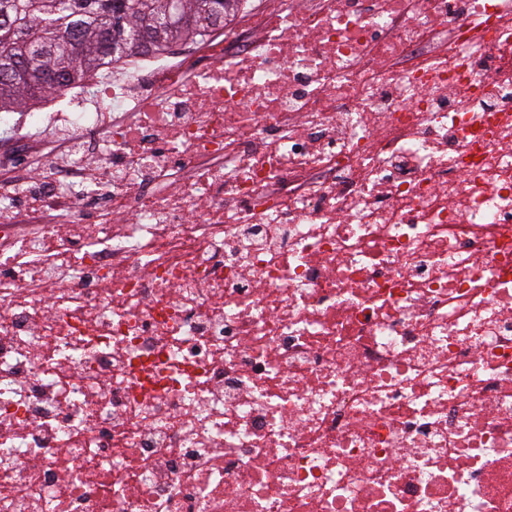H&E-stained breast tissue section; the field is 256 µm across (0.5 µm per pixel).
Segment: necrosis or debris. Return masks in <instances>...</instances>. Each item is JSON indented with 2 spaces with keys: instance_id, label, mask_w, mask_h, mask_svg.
<instances>
[{
  "instance_id": "obj_1",
  "label": "necrosis or debris",
  "mask_w": 512,
  "mask_h": 512,
  "mask_svg": "<svg viewBox=\"0 0 512 512\" xmlns=\"http://www.w3.org/2000/svg\"><path fill=\"white\" fill-rule=\"evenodd\" d=\"M186 48L0 113V512H512V0Z\"/></svg>"
}]
</instances>
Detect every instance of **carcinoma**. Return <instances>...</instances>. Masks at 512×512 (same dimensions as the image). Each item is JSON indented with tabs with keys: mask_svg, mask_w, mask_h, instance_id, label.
Instances as JSON below:
<instances>
[{
	"mask_svg": "<svg viewBox=\"0 0 512 512\" xmlns=\"http://www.w3.org/2000/svg\"><path fill=\"white\" fill-rule=\"evenodd\" d=\"M0 0V112L101 73L126 57L224 26L242 0Z\"/></svg>",
	"mask_w": 512,
	"mask_h": 512,
	"instance_id": "1",
	"label": "carcinoma"
}]
</instances>
